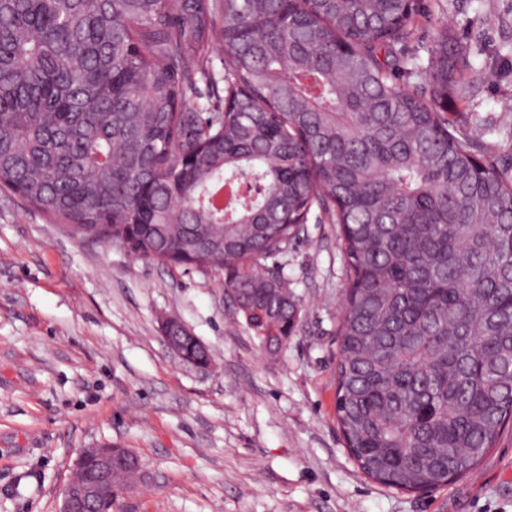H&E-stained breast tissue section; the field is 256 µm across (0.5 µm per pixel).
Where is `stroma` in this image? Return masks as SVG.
<instances>
[{
	"label": "stroma",
	"mask_w": 512,
	"mask_h": 512,
	"mask_svg": "<svg viewBox=\"0 0 512 512\" xmlns=\"http://www.w3.org/2000/svg\"><path fill=\"white\" fill-rule=\"evenodd\" d=\"M422 4L418 55L443 25L469 52V99L449 94L450 117L512 157V0ZM339 234L312 211L278 257L302 313L269 350L220 271L133 259L0 191V512H57L79 453L105 443L148 470L115 512H512V429L437 490L387 489L350 456L336 423ZM163 315L206 345L210 368L169 351Z\"/></svg>",
	"instance_id": "1"
}]
</instances>
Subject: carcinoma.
Returning a JSON list of instances; mask_svg holds the SVG:
<instances>
[{
    "mask_svg": "<svg viewBox=\"0 0 512 512\" xmlns=\"http://www.w3.org/2000/svg\"><path fill=\"white\" fill-rule=\"evenodd\" d=\"M416 0H0V190L138 260L224 272L272 349L267 260L314 207L349 284L336 417L399 491L471 473L512 424V169L448 119L466 50ZM224 44V105H195ZM128 492L138 472L117 467Z\"/></svg>",
    "mask_w": 512,
    "mask_h": 512,
    "instance_id": "1",
    "label": "carcinoma"
}]
</instances>
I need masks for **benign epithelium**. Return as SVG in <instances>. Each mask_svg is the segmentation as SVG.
Here are the masks:
<instances>
[{"mask_svg":"<svg viewBox=\"0 0 512 512\" xmlns=\"http://www.w3.org/2000/svg\"><path fill=\"white\" fill-rule=\"evenodd\" d=\"M94 455V463L87 478L80 482H68L61 490L59 512H88L93 505L105 507V512H112L120 497L112 484V449L86 448L78 459L77 465H83L89 455Z\"/></svg>","mask_w":512,"mask_h":512,"instance_id":"7a95c632","label":"benign epithelium"}]
</instances>
